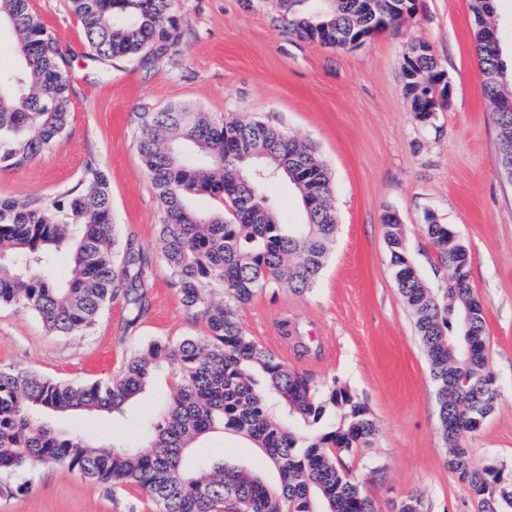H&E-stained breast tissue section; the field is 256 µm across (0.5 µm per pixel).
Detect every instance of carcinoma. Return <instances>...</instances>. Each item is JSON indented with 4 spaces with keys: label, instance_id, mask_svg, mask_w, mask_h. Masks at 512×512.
<instances>
[{
    "label": "carcinoma",
    "instance_id": "1",
    "mask_svg": "<svg viewBox=\"0 0 512 512\" xmlns=\"http://www.w3.org/2000/svg\"><path fill=\"white\" fill-rule=\"evenodd\" d=\"M326 0L320 15L293 11L282 0L289 24L309 39L328 22L343 39L360 29L393 25V0ZM495 0H470L475 53L482 89L493 104L512 99V68L501 50L485 43L497 28ZM85 44L103 61H131L179 42L176 0H69ZM11 34L8 50L16 65L0 70V171L20 168L52 146L70 117L67 58L31 7V0H0V30ZM440 73L429 53L412 74ZM498 148H512V113L494 110ZM245 154L265 155L263 175L249 171L251 159L224 153L225 122L203 112L169 108L141 113L138 150L164 212L159 225L162 258L170 284L189 313L207 326L203 336L154 340L129 358L117 379L74 385L26 368L0 369V494L29 490L13 485L14 474L41 465H60L112 488L136 486L156 512H375L344 458L376 433L368 409L345 386L318 388L247 336L233 307L215 300L222 289L235 304L251 300L273 281L303 291L316 283L336 238L333 185L316 150L293 140L300 181L320 186L315 209L302 224H281L268 204L269 183L278 172L284 133L261 120L229 119ZM206 193L224 202L228 214L190 209L187 200ZM251 197L244 210L240 195ZM434 267L448 273L445 288L428 287L410 258L402 224L384 225L394 277L415 318L436 386L438 420L449 448L450 469L467 483L480 512H512V493L497 490L501 472L476 463L465 440L479 431L495 408L485 393L495 387L488 369L483 306L469 282L470 256L450 224L426 216ZM65 250L71 278L52 276L54 255ZM149 255L112 224V194L104 174L91 169L79 193L67 201L41 204L0 199V304L34 312L46 330L82 335L101 310L120 300L127 326L148 311L144 292ZM279 329L299 356H317L299 327L285 319ZM175 372L172 406L143 420L135 444L110 440L92 444L50 423L42 412L113 413L140 393L163 369ZM216 430L240 434L261 448L278 474H262L221 461L189 463L188 449Z\"/></svg>",
    "mask_w": 512,
    "mask_h": 512
}]
</instances>
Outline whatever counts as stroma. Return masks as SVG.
Masks as SVG:
<instances>
[{
    "instance_id": "1",
    "label": "stroma",
    "mask_w": 512,
    "mask_h": 512,
    "mask_svg": "<svg viewBox=\"0 0 512 512\" xmlns=\"http://www.w3.org/2000/svg\"><path fill=\"white\" fill-rule=\"evenodd\" d=\"M31 3L67 56L71 114L60 141L23 168L0 172V197L63 200L88 170L102 171L113 223L151 257L148 313L127 327L117 300L88 334L57 336L31 311L0 304V368L90 383L118 377L150 341L203 335L204 321L187 312L160 258L163 213L137 148L139 115L185 107L215 120H263L317 149L331 173L338 228L311 289L270 283L236 306L243 331L316 385L338 381L366 404L377 432L350 465L377 512H395L412 493L429 512H479L469 486L448 468L428 360L395 283L383 227L387 212L399 214L408 253L433 288L441 280L431 266L426 215L453 225L467 246L499 396L466 445L475 462L512 479V187L498 176L494 107L482 93L469 0H418L413 16L353 49L299 38L283 22L279 0H176L178 44L144 61L110 64L90 55L68 0ZM419 41L453 87L450 105L426 125L414 120L404 93L403 58ZM284 317L300 324L319 356L293 352L277 328ZM175 395L166 371L122 411L69 412L58 423L80 436L133 443L139 421ZM191 453L276 478L259 448L229 432L198 440ZM15 480L29 489L0 495V512H155L136 487L110 489L57 465Z\"/></svg>"
}]
</instances>
